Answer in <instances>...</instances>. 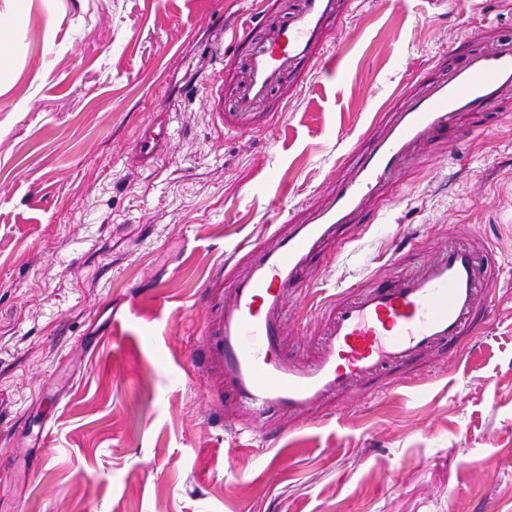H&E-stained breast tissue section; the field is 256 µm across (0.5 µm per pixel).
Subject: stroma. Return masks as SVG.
Returning a JSON list of instances; mask_svg holds the SVG:
<instances>
[{
    "label": "stroma",
    "instance_id": "obj_1",
    "mask_svg": "<svg viewBox=\"0 0 512 512\" xmlns=\"http://www.w3.org/2000/svg\"><path fill=\"white\" fill-rule=\"evenodd\" d=\"M296 0H0V512H512V102L405 173L379 223L293 295L289 342L340 290L415 267L400 239L490 241L492 325L411 380L295 419L263 452L231 434L196 355L218 270L335 179L413 73L447 71L512 0H354L332 73L276 88L255 132L225 129L249 72L235 34ZM164 165L132 159L158 110Z\"/></svg>",
    "mask_w": 512,
    "mask_h": 512
}]
</instances>
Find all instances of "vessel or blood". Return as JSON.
I'll return each mask as SVG.
<instances>
[{
	"label": "vessel or blood",
	"instance_id": "b4317fda",
	"mask_svg": "<svg viewBox=\"0 0 512 512\" xmlns=\"http://www.w3.org/2000/svg\"><path fill=\"white\" fill-rule=\"evenodd\" d=\"M351 0H298L278 26L252 41L246 63L250 83L236 90L228 126L249 132L252 111L299 69L328 64L331 34ZM413 90L396 97L345 161L343 175L317 201L289 212L272 205L271 232L262 244L236 252L243 270L224 267L230 279L216 328L204 351L223 378L224 408L235 434L267 443L283 422L384 381H405L436 350L460 345L494 319L497 271L484 243L445 242L419 265L378 286L344 289L320 310L324 327L310 349L287 342V294L303 291L307 275L362 214L388 206L391 189L418 158L437 144H451L464 129H477L484 114L512 100V37L490 50H468L446 74L417 76ZM167 117L144 126L134 156L151 165L164 155Z\"/></svg>",
	"mask_w": 512,
	"mask_h": 512
}]
</instances>
